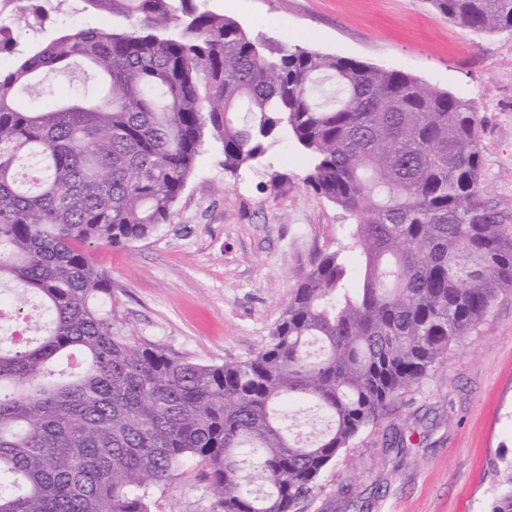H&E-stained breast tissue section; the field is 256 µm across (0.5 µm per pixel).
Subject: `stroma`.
I'll return each instance as SVG.
<instances>
[{"label": "stroma", "instance_id": "1", "mask_svg": "<svg viewBox=\"0 0 512 512\" xmlns=\"http://www.w3.org/2000/svg\"><path fill=\"white\" fill-rule=\"evenodd\" d=\"M253 36L352 58L468 99L479 120L480 199L512 224V32H477L431 0H210ZM206 142L167 224L125 248L91 245L139 338L202 363L249 358L268 342L344 212L307 183L281 142L261 165L225 172ZM512 459V290L421 384L363 429L298 512H490L496 466ZM202 466L182 465L151 512H213Z\"/></svg>", "mask_w": 512, "mask_h": 512}]
</instances>
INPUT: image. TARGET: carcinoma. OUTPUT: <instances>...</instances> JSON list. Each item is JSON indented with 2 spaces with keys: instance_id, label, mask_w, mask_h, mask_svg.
I'll list each match as a JSON object with an SVG mask.
<instances>
[{
  "instance_id": "obj_1",
  "label": "carcinoma",
  "mask_w": 512,
  "mask_h": 512,
  "mask_svg": "<svg viewBox=\"0 0 512 512\" xmlns=\"http://www.w3.org/2000/svg\"><path fill=\"white\" fill-rule=\"evenodd\" d=\"M67 2L0 0V297L45 315L21 344L0 320V512H150L189 461L217 512H296L512 289V224L478 197L477 112L408 73L252 36L208 0H78L110 27L43 38ZM432 3L512 31V0ZM76 69L102 91L44 86ZM207 135L232 174L292 140L351 219L267 344L221 365L125 329L87 252L167 223ZM311 412L327 425L304 439L288 421ZM496 475L490 512H512V463Z\"/></svg>"
}]
</instances>
